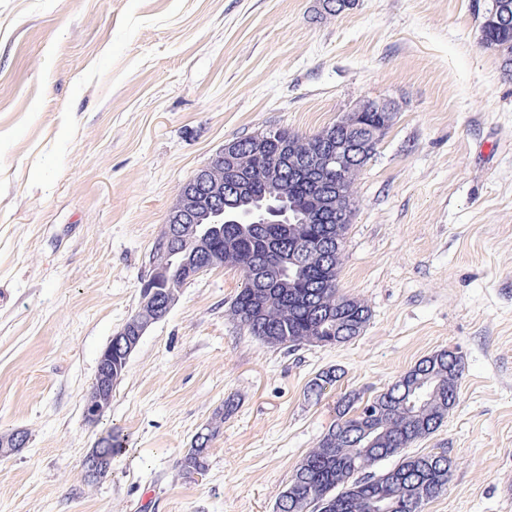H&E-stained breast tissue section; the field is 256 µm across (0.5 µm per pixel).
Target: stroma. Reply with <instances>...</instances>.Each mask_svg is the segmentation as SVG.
Wrapping results in <instances>:
<instances>
[{"instance_id": "1", "label": "stroma", "mask_w": 512, "mask_h": 512, "mask_svg": "<svg viewBox=\"0 0 512 512\" xmlns=\"http://www.w3.org/2000/svg\"><path fill=\"white\" fill-rule=\"evenodd\" d=\"M488 0H0V512H275L336 419L450 349L458 399L414 454L447 449L423 512H512V77L481 42ZM394 119L355 182L338 285L361 336L267 347L232 319L240 271L188 282L96 424L101 352L139 309L179 191L224 144L312 136L360 101ZM339 368L340 382L307 387ZM225 415L204 475L179 460ZM118 432L125 452L82 461Z\"/></svg>"}]
</instances>
